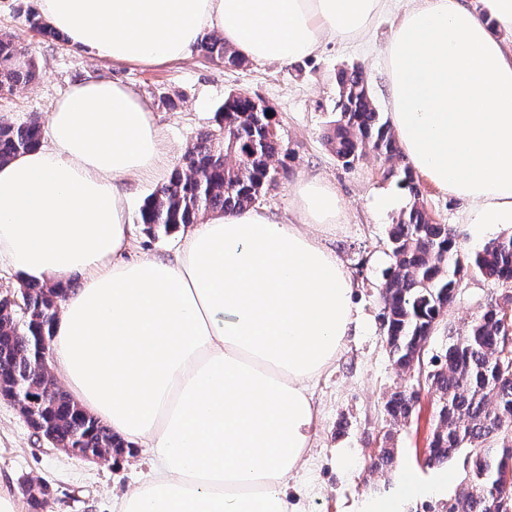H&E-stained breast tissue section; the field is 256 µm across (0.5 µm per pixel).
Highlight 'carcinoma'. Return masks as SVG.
I'll use <instances>...</instances> for the list:
<instances>
[{
	"label": "carcinoma",
	"mask_w": 512,
	"mask_h": 512,
	"mask_svg": "<svg viewBox=\"0 0 512 512\" xmlns=\"http://www.w3.org/2000/svg\"><path fill=\"white\" fill-rule=\"evenodd\" d=\"M201 48L231 66L244 59L207 36ZM24 55L19 37L0 33V95L10 94L35 78L33 61ZM336 111L326 137L336 159L351 165L367 151L390 163L387 175L407 188L410 201L388 233L390 272L381 293L384 328L396 364L407 369L420 361L424 337L453 301L460 276L472 272L502 286L512 285V234L498 237L473 255L460 253L455 231L437 223L424 207L417 175L404 157L388 119L375 104L368 79L359 66L336 72ZM272 118L257 112L245 95L224 98L210 128L186 151L169 180L147 198L139 223L155 237L197 223L200 214L245 209L274 185L276 162L283 152L278 136L268 133ZM42 135V124L0 121V164L30 150ZM28 313L19 315L0 295V387L20 383L40 400L29 421L34 434L53 437L62 447L113 451L125 447L85 412L35 361V349L50 336L58 306L67 289L21 282ZM512 296L486 307L465 332L449 338L441 366L431 374L437 396V424L429 447L430 461L442 463L469 449L468 491L448 500L441 512H489L503 479L512 476V357L504 354L512 331L503 324L502 307ZM391 420H407L414 409L409 395L391 394Z\"/></svg>",
	"instance_id": "obj_1"
}]
</instances>
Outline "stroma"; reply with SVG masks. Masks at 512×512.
Returning <instances> with one entry per match:
<instances>
[{
    "instance_id": "35a3bbf8",
    "label": "stroma",
    "mask_w": 512,
    "mask_h": 512,
    "mask_svg": "<svg viewBox=\"0 0 512 512\" xmlns=\"http://www.w3.org/2000/svg\"><path fill=\"white\" fill-rule=\"evenodd\" d=\"M38 12V0H0V32L17 34L37 65L35 80L0 96V120H46L69 86L82 80L122 82L147 102L166 150V164L159 176L128 182L130 256L165 258L182 242L181 229L159 238L147 235L138 222L139 212L232 92L247 93L271 107L277 134L288 150L276 185L259 199V206L276 215L287 212L299 183L312 177L329 182L340 197L345 218L325 232L323 240L338 252L358 284L359 329L314 390L317 418L312 443L296 477L305 512H369L382 500L392 512H428L468 485L466 452L441 465L428 462L437 396L427 376L436 368L435 357L444 354L450 332L466 328L506 289L465 275L420 363L409 371L400 369L382 325L381 289L391 266L388 230L400 213L387 201L398 197L406 203L410 194L387 176V163L374 153L346 167L323 140L337 118L335 75L343 66L363 67L376 105L388 112L382 50L398 10L382 15L365 36L328 45L317 56L285 68L254 61L230 67L200 49L189 59L162 65L98 59L30 28L27 18ZM420 188L431 217L454 226L462 252L475 253L489 241L512 234V224L481 229L465 223L463 201L426 181ZM394 391L416 396L412 415L399 424L391 423L385 410L386 397ZM380 448L392 449L396 470L414 477L417 493L406 491L393 472L371 469ZM151 459L147 448L106 464L67 455L39 442L13 404L0 399V482L16 491L26 479L48 484L51 495L41 512H116L119 498L149 472Z\"/></svg>"
}]
</instances>
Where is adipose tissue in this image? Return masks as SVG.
Here are the masks:
<instances>
[{
	"instance_id": "adipose-tissue-1",
	"label": "adipose tissue",
	"mask_w": 512,
	"mask_h": 512,
	"mask_svg": "<svg viewBox=\"0 0 512 512\" xmlns=\"http://www.w3.org/2000/svg\"><path fill=\"white\" fill-rule=\"evenodd\" d=\"M71 44L113 61L191 57L201 39L288 65L368 32L391 0H38ZM512 0H411L383 50L390 124L467 220L512 224ZM162 143L129 87L73 84L38 145L0 165V260L68 292L49 338L73 399L153 466L118 512H302L289 484L316 419L313 387L358 327L357 283L311 224L335 223L326 181L295 219L250 207L198 224L169 258H128L126 182Z\"/></svg>"
}]
</instances>
